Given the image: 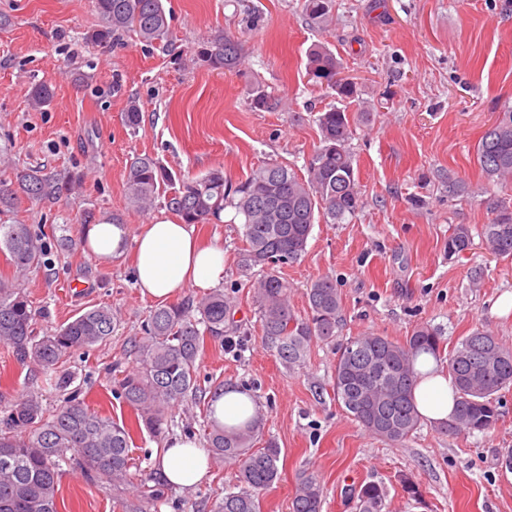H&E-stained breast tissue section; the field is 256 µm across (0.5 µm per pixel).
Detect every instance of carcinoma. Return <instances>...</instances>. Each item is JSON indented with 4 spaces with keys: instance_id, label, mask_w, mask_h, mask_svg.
Wrapping results in <instances>:
<instances>
[{
    "instance_id": "carcinoma-1",
    "label": "carcinoma",
    "mask_w": 512,
    "mask_h": 512,
    "mask_svg": "<svg viewBox=\"0 0 512 512\" xmlns=\"http://www.w3.org/2000/svg\"><path fill=\"white\" fill-rule=\"evenodd\" d=\"M104 25L89 40L98 45L133 32L152 45L168 39L169 18L163 0H93ZM305 16L316 24L329 21L333 0H301ZM307 71L315 84L334 96L336 104L320 112L316 123L320 146L300 177L289 166L267 163L245 180L233 184L215 168L203 175L174 176L152 157H137L126 182L128 203L141 211L152 209L161 186H169L165 206L186 224H205L227 207L244 224L240 262L258 311L261 339L288 366L303 362L313 344L335 339L341 322L342 296L335 280L320 277L306 289L308 311L302 317L290 304L288 281L277 267L295 262L305 251L314 225L339 224L362 208L349 141L353 136L348 112L356 102L354 82L338 77L343 60L325 45L309 49ZM192 61L210 70L234 71L245 63L242 40L220 34L193 52ZM45 85L32 90L30 104H50ZM247 102L254 111H274L281 100L256 82ZM475 157L487 179L512 186V109L498 117L482 134ZM81 176H61L39 168L22 169L11 183L0 182V207L11 208L20 199L32 203L54 200L72 192ZM479 236L499 258H512V207L502 204L495 217L481 225ZM474 236L468 224L451 228L445 244L448 256L471 249ZM52 239L28 224H0V252L9 256L15 281L32 269L47 265ZM234 306L218 288L192 301L157 307L142 325V336L132 346L136 368L114 375L116 393L133 409L137 428L155 437L164 432L169 411L188 397L202 400L197 361L207 341L230 331ZM37 312L15 286L0 282V344L12 348L23 365L48 372L71 356L107 341L117 323L108 305L93 306L55 330L34 332ZM440 332L419 326L399 341L376 333L348 340L337 352L332 375L334 398L370 435L393 446L411 439L419 429L412 390L419 375V356H441ZM448 376L457 404L443 429L455 434L488 433L499 422L498 393L512 389V348L492 333L476 329L448 352ZM263 414L256 411L243 427L227 428L208 419L207 447L216 462L236 468V487L217 499L211 512H263V496L279 479L281 449L275 441L255 443ZM130 428L89 409L75 392L48 413L41 396L30 391L0 418V512H58L57 494L63 467L82 472L91 482L114 488H141L134 512H150L164 497V486L151 487L130 452ZM386 487L370 481L353 491L357 512H383ZM324 488L314 476H303L295 487L291 512H322Z\"/></svg>"
}]
</instances>
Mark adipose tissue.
<instances>
[{
  "mask_svg": "<svg viewBox=\"0 0 512 512\" xmlns=\"http://www.w3.org/2000/svg\"><path fill=\"white\" fill-rule=\"evenodd\" d=\"M126 236L122 224L100 222L85 229L89 249L103 261L121 252ZM135 244L133 278L142 296L169 301L185 289H208L224 279L223 246L202 242L195 225L157 220L143 225ZM454 394L451 379L440 372L418 380L413 392L418 413L435 425L452 414ZM210 406L217 422L232 426L253 414L255 402L228 385L213 392ZM208 460V449L195 438L178 435L159 450L157 468L170 486L190 492L205 478Z\"/></svg>",
  "mask_w": 512,
  "mask_h": 512,
  "instance_id": "obj_1",
  "label": "adipose tissue"
}]
</instances>
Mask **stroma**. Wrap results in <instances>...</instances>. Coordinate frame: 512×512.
<instances>
[{
  "instance_id": "obj_1",
  "label": "stroma",
  "mask_w": 512,
  "mask_h": 512,
  "mask_svg": "<svg viewBox=\"0 0 512 512\" xmlns=\"http://www.w3.org/2000/svg\"><path fill=\"white\" fill-rule=\"evenodd\" d=\"M169 40L151 46L126 33L108 46L86 41L100 28L92 0H0V181L44 166L77 173L81 185L55 203L19 201L0 224H41L55 236L45 268L22 282L45 334L98 304L118 316L111 339L75 353L66 368L78 397L99 414L133 424L131 407L113 392V369L132 366L141 325L157 302L142 296L132 275L133 246L101 262L81 245L85 215L120 218L129 235L172 219L161 188L151 212L125 197L131 161L148 155L174 172L223 167L238 182L271 161L303 170L319 145L315 118L332 97L306 74V52L322 43L341 56L367 115L350 110V150L363 199L339 224L314 225L299 260L281 269L291 303L305 314L311 281L329 276L343 299L336 340L313 345L304 363L288 366L261 340L256 307L242 287V224L225 209L221 224H201V237L224 247L225 293L235 301L233 339L208 341L199 360L202 386L232 382L252 394L263 413V438L280 450V478L264 495V512H290L298 478L317 476L322 512H355L351 491L368 481L387 488L385 512H512V390L500 398L503 417L489 434L457 435L422 421L394 447L367 434L334 400L331 383L340 343L366 332L404 339L421 325L440 328L445 349L475 329L512 346V259L495 257L482 241L448 257L455 224L491 221L507 189L489 183L475 147L498 112L512 107V0H335L327 25L312 23L300 0H164ZM258 26H248L251 17ZM243 41L240 72L194 65L190 55L218 33ZM265 84L284 106L247 105L252 82ZM53 98L31 108L35 85ZM137 103L141 123L124 121ZM468 191L448 192L449 176ZM78 282L84 293L71 294ZM55 372H31L0 344V413L18 396L39 391L52 410L67 398ZM423 497L407 498L400 476ZM236 482L230 466H210L194 491L166 488L158 512H209ZM135 489L112 490L65 470L59 512H126Z\"/></svg>"
}]
</instances>
